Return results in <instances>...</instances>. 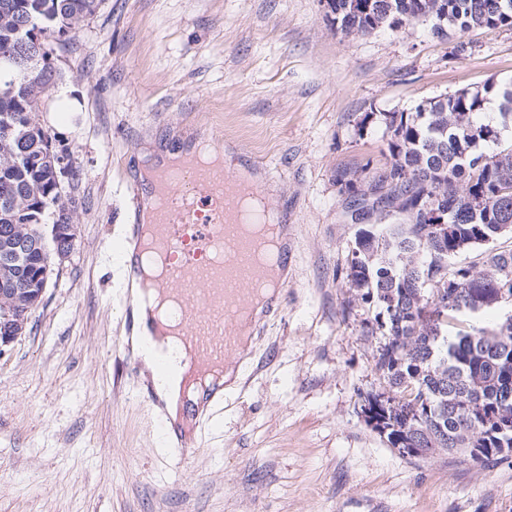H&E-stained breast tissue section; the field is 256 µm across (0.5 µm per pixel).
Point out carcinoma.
<instances>
[{"mask_svg":"<svg viewBox=\"0 0 512 512\" xmlns=\"http://www.w3.org/2000/svg\"><path fill=\"white\" fill-rule=\"evenodd\" d=\"M336 32L366 36L417 18L418 0H335ZM445 28H512V0H439ZM103 0H0V291H22L50 254L13 249L19 224H63L75 199L49 191L52 172L37 167L44 86L42 59L69 45ZM498 117L484 118L490 100ZM512 85L460 90L386 117L387 158L368 186L388 189L393 224L359 228L347 272L352 302L374 313L381 336L377 368L385 391L369 393L381 439L408 457L460 452L473 461L512 456V323L466 329L469 317L512 308V250L480 266L449 260L485 246L512 225ZM447 223L428 224L434 202Z\"/></svg>","mask_w":512,"mask_h":512,"instance_id":"cac0c4a2","label":"carcinoma"}]
</instances>
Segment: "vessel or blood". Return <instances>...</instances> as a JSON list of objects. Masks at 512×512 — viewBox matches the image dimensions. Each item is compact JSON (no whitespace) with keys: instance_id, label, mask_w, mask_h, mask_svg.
Here are the masks:
<instances>
[{"instance_id":"b4317fda","label":"vessel or blood","mask_w":512,"mask_h":512,"mask_svg":"<svg viewBox=\"0 0 512 512\" xmlns=\"http://www.w3.org/2000/svg\"><path fill=\"white\" fill-rule=\"evenodd\" d=\"M264 188V183L242 180L237 165L201 168L188 154L177 164L161 167L156 178L157 192L168 194L174 203L155 208L151 242L172 255L173 261L154 287L176 298L174 327L200 372L230 360L240 336V316L253 308L252 288L267 274L252 261L257 243L245 231L238 210L243 193ZM141 229V224L130 225L124 236L112 241V257L129 299L125 316L131 330L139 318ZM125 349L135 370L151 378L142 390L143 398L150 406H159L157 388L171 370L167 352L145 337ZM223 394V385H207L198 401L186 402L184 423L170 427L159 422L163 447L175 449L182 461L193 456L201 417Z\"/></svg>"}]
</instances>
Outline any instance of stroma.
<instances>
[{
    "label": "stroma",
    "mask_w": 512,
    "mask_h": 512,
    "mask_svg": "<svg viewBox=\"0 0 512 512\" xmlns=\"http://www.w3.org/2000/svg\"><path fill=\"white\" fill-rule=\"evenodd\" d=\"M76 236L25 335L0 352V512H512V461L388 447L373 314L350 305L358 230L337 182L386 162L382 116L512 80V28L344 37L320 0H104L64 54ZM223 139L260 164L292 262L218 427L185 462L159 445L121 345L112 237L133 223L147 139Z\"/></svg>",
    "instance_id": "obj_1"
}]
</instances>
